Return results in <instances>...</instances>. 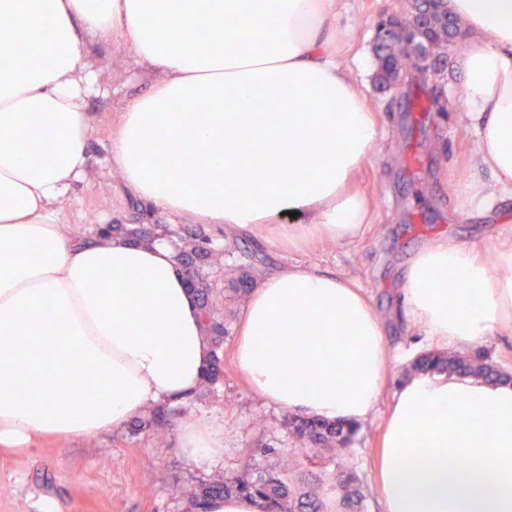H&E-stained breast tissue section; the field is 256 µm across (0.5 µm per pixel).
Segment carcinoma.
<instances>
[{
  "label": "carcinoma",
  "instance_id": "1",
  "mask_svg": "<svg viewBox=\"0 0 512 512\" xmlns=\"http://www.w3.org/2000/svg\"><path fill=\"white\" fill-rule=\"evenodd\" d=\"M438 0H420L416 13L424 15L427 55L447 63L450 38L460 33L461 23L438 10ZM381 64L380 81L391 84L390 72L396 63L410 65V49L394 42L377 41ZM106 230L119 232L131 240L147 239L151 232L138 224H107ZM221 254L210 248L202 233L190 238L180 253L185 272L193 282L203 319L204 340L211 355L201 390L207 393L223 374L224 341L229 335L222 310L226 302L248 291L251 280L241 276L224 294L213 292L201 266L220 261ZM463 374L485 381L505 380L509 373L500 370L480 355L464 357L454 352L427 356L407 371ZM282 426L306 446L309 464L293 453L263 448L260 459H251L242 468L218 473L185 491L191 509L206 510L216 497L250 496L264 501L267 512H363L369 488L356 467L347 462L358 427L346 422H330L311 417H288Z\"/></svg>",
  "mask_w": 512,
  "mask_h": 512
}]
</instances>
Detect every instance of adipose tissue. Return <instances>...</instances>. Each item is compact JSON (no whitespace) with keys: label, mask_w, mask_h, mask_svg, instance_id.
Wrapping results in <instances>:
<instances>
[{"label":"adipose tissue","mask_w":512,"mask_h":512,"mask_svg":"<svg viewBox=\"0 0 512 512\" xmlns=\"http://www.w3.org/2000/svg\"><path fill=\"white\" fill-rule=\"evenodd\" d=\"M344 0H0V447L123 428L144 408L191 397L210 351L200 309L163 236L73 238L61 205L90 170L98 91L88 59L122 41L164 78L128 100L109 163L134 196L202 224L268 225L289 246L350 245L370 222L356 178L378 118L337 36ZM463 23L459 58L488 179L462 184L459 210L511 212L512 0H444ZM206 102L210 111H198ZM310 155L308 168L291 170ZM197 160V176L183 169ZM402 301L435 346L512 337V240L423 246ZM235 359L280 408L361 424L387 378L385 326L353 280L301 264L254 288ZM71 394L30 393L44 375ZM191 461L224 452V427L181 426ZM384 512H512V384L425 374L396 390L378 468Z\"/></svg>","instance_id":"obj_1"}]
</instances>
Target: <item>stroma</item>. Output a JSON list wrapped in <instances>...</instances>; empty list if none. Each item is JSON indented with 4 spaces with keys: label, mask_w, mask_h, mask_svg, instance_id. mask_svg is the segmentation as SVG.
<instances>
[{
    "label": "stroma",
    "mask_w": 512,
    "mask_h": 512,
    "mask_svg": "<svg viewBox=\"0 0 512 512\" xmlns=\"http://www.w3.org/2000/svg\"><path fill=\"white\" fill-rule=\"evenodd\" d=\"M413 0H346L338 17L353 52L366 60L357 72L379 116L383 136L360 173V184L374 202L373 224L353 245L315 241L291 249L265 228L228 232L223 225L204 230L212 248L237 245L239 258L216 268L211 283L223 291L225 281L240 277L246 254L262 259L253 282L263 275L300 262L341 277L357 278L386 319V330L397 358L380 398L388 406L393 392L416 357L427 350L423 334L398 305L399 288L419 248L432 237L450 234L488 246L492 237L485 220L457 212L461 181L480 178L471 159L472 136L461 115L426 111L431 90L452 95L462 88L456 64L460 43L449 47L451 62L440 75L421 77L407 70L403 93L383 90L375 82L374 51L379 21L389 15L410 16ZM90 61L105 95L88 99L95 131L89 150L95 163L77 181L63 204L62 223L68 234L89 236L105 224H148L166 227L182 240L194 223L150 207L130 194L119 171L106 162L112 126L126 99L147 93L163 79L162 71L136 63L119 42L97 43ZM234 340L224 344V375L212 392L167 406V421L140 432L122 428L91 439L46 440L30 455L0 452V512H187L186 489L215 473L234 470L260 448L300 452L301 442L280 426L284 412L259 400L250 390L234 357ZM236 403L224 407L225 397ZM213 418L224 426V457L188 462L181 454L180 427L189 415Z\"/></svg>",
    "instance_id": "stroma-1"
}]
</instances>
